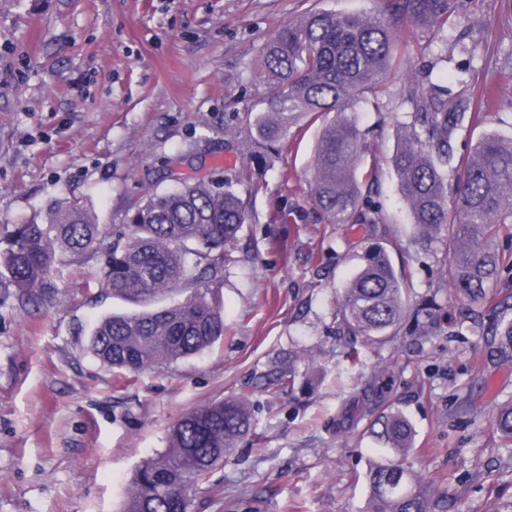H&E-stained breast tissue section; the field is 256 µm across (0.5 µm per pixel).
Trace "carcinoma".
Returning <instances> with one entry per match:
<instances>
[{
	"label": "carcinoma",
	"mask_w": 512,
	"mask_h": 512,
	"mask_svg": "<svg viewBox=\"0 0 512 512\" xmlns=\"http://www.w3.org/2000/svg\"><path fill=\"white\" fill-rule=\"evenodd\" d=\"M371 13L311 12L280 28L267 42L260 75L269 86L264 111L251 120L255 135L244 151L288 143L306 116L322 118L311 163L309 198L328 224H385L382 205L371 199L377 167L362 165L366 133L349 116L375 94L399 62L408 28L448 32L458 0H378ZM448 73L437 80L407 77L405 102L411 121L400 124L390 162L419 240L432 241L446 227L455 248L448 259L453 286L463 302L484 304L500 273L501 259L485 240L512 224V140L484 134L467 156L452 141L483 120L466 96L448 98ZM240 196L210 175L151 190L125 212L118 231L97 223L76 203L50 208L44 222L0 229V285L15 290L23 305L52 293L59 264L101 263V286L141 307L100 318L90 352L114 369L139 372L194 356L224 336V311L213 297L233 246L247 223ZM111 242H106L107 236ZM183 301L157 308L162 297ZM404 281L385 250L365 252L360 269L341 296V329L369 345L397 337L404 310ZM496 353L512 363V319L500 323ZM368 391L351 394L336 414V431L371 414ZM373 436L383 445L366 473L365 512H433L432 490L411 452L415 429L399 411L381 413ZM492 431L512 442V400L494 407ZM252 428L243 400L201 405L180 416L165 452L148 457L133 473L122 512H190L184 488L200 483Z\"/></svg>",
	"instance_id": "obj_1"
}]
</instances>
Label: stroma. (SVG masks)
<instances>
[{"mask_svg":"<svg viewBox=\"0 0 512 512\" xmlns=\"http://www.w3.org/2000/svg\"><path fill=\"white\" fill-rule=\"evenodd\" d=\"M373 0H0V225L43 219L77 200L101 224L172 183L173 159L232 180L249 221L219 295L227 331L200 354L130 373L101 363L89 335L123 309L99 286L100 261L62 268L51 297L22 305L0 287V512H120L146 457L162 453L184 413L246 400L252 432L198 490L192 512H365L375 456L370 419L336 429L350 394L381 360L392 382L375 413L397 410L416 432L417 462L436 512H512V444L490 427L512 399V363L497 360L498 313L470 329L446 274L447 233L418 240L389 159L409 121L408 70L447 56L485 108L461 133L466 155L485 131L512 139V0H463L447 37L410 35L403 63L359 103L365 164L390 221L325 223L308 197L318 123L285 147L247 160L249 119L268 87L267 40L307 11H373ZM287 211V222L276 219ZM385 248L407 288L398 341L346 359L340 294L372 247ZM295 368L294 387L278 376Z\"/></svg>","mask_w":512,"mask_h":512,"instance_id":"obj_1","label":"stroma"}]
</instances>
